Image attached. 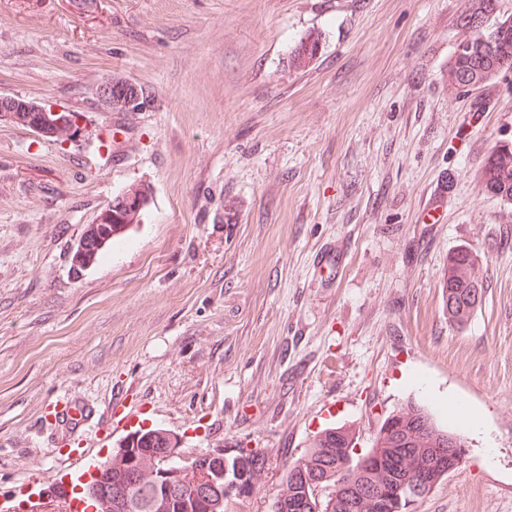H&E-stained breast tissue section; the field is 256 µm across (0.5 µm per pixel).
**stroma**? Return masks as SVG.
Masks as SVG:
<instances>
[{
	"label": "stroma",
	"mask_w": 512,
	"mask_h": 512,
	"mask_svg": "<svg viewBox=\"0 0 512 512\" xmlns=\"http://www.w3.org/2000/svg\"><path fill=\"white\" fill-rule=\"evenodd\" d=\"M471 6L0 0V97L79 116L62 143L0 124V512H60L142 426L188 453L264 452L234 508L271 512L317 432L353 426L363 453L410 401L457 428L452 397L482 413L497 462L468 436L415 512H512V203L480 190L512 147V69L449 86ZM311 32L317 59L291 68ZM110 77L140 89L139 112L103 109ZM133 185L150 191L140 223L74 274L85 225ZM459 247L487 271L461 329L440 280ZM64 397L91 409L74 433L53 416Z\"/></svg>",
	"instance_id": "stroma-1"
}]
</instances>
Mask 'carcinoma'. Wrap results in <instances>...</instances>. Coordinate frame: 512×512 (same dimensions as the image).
Returning <instances> with one entry per match:
<instances>
[{
    "instance_id": "carcinoma-1",
    "label": "carcinoma",
    "mask_w": 512,
    "mask_h": 512,
    "mask_svg": "<svg viewBox=\"0 0 512 512\" xmlns=\"http://www.w3.org/2000/svg\"><path fill=\"white\" fill-rule=\"evenodd\" d=\"M493 0H477L476 7L464 17L472 35L462 41L464 48L455 53L448 69V84L468 88L473 80L485 82L508 65L512 67V21L505 20L490 27L489 18L495 13ZM322 44L321 34L311 32L300 40L290 53L289 64L302 70L318 55ZM507 182L512 188V148L503 147L487 159L481 174V185L489 190ZM85 234L102 237L106 234L117 240L125 235L117 224L88 225ZM485 281L482 265L466 249L448 257V265L441 274L443 282V313L448 323L466 324L473 310L468 307L467 278ZM398 427L391 433L378 430L371 448L364 454V465L349 474L347 485L336 487V471L342 466L349 449L343 447L346 438L356 435L352 426H342V432L327 427L318 432L306 450L305 473L312 476L316 470L330 471V484L334 491L313 502L306 512H411L406 503L394 499V484L401 482L414 467L422 463V455L429 448L444 442L449 429L441 427L432 412L425 406L408 402L394 411ZM161 459L147 457L141 461L142 479L136 489L135 499L127 512H153L151 504L158 489L150 483V476ZM277 494L285 502L301 500L305 495L303 477L293 478L288 471L286 482Z\"/></svg>"
}]
</instances>
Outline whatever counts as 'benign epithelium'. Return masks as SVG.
Returning a JSON list of instances; mask_svg holds the SVG:
<instances>
[{"instance_id": "obj_1", "label": "benign epithelium", "mask_w": 512, "mask_h": 512, "mask_svg": "<svg viewBox=\"0 0 512 512\" xmlns=\"http://www.w3.org/2000/svg\"><path fill=\"white\" fill-rule=\"evenodd\" d=\"M17 112L32 115L29 127L44 140L55 137L57 131L62 128L66 127L73 131L77 127L78 117L71 111L46 107L20 97L8 96L0 99L1 124H13ZM148 196L149 192L145 188L123 192L98 215L96 223L114 222L126 228L130 227L146 206ZM163 434L166 436L164 442L169 444V448L166 449L163 459L165 466L153 474V479L156 485L164 489V493L156 495L153 502L154 512H168L172 507V492L180 490L187 480L192 478L196 480L198 496L209 501L213 512H218L224 507V500L242 498L254 490L252 474L258 466L254 457L240 451L229 459L222 448L186 454L177 447L178 436L167 430L163 431ZM140 436L139 430L128 434L119 442L107 462L93 467L86 490V498L89 501H97L95 488L103 479L104 471H110L114 467L133 471L141 455L147 452L145 448L135 447ZM465 453L466 441L457 435H448L438 449V455L435 457L436 466L421 468L414 479L399 484L395 489L396 499L404 500L407 507H412L439 482L438 468L444 466L448 473L456 470L462 463Z\"/></svg>"}]
</instances>
